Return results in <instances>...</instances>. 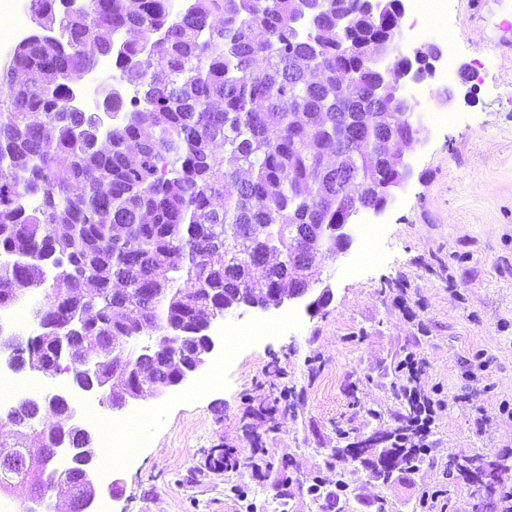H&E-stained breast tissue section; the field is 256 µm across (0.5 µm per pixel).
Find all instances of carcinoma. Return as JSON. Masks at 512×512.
Returning <instances> with one entry per match:
<instances>
[{
    "mask_svg": "<svg viewBox=\"0 0 512 512\" xmlns=\"http://www.w3.org/2000/svg\"><path fill=\"white\" fill-rule=\"evenodd\" d=\"M316 3V25L301 26L297 0H29L35 27L0 62V306L19 284L43 295L35 309L54 327L32 352L70 365L62 344L81 306L75 354L98 359L111 400L162 385L237 295L315 283L336 259L333 227L388 202L386 145L422 126L403 118L409 105L384 111L363 70L386 19L362 0ZM338 15L350 16L341 34ZM101 56L112 96L99 112L70 106L68 80ZM47 267L65 288L47 285ZM142 336L175 340L139 347ZM28 424L0 442V487L47 497L65 422L33 410ZM419 453L383 448L377 461ZM246 465L224 449L207 458L217 473ZM80 473L68 464L73 497Z\"/></svg>",
    "mask_w": 512,
    "mask_h": 512,
    "instance_id": "obj_1",
    "label": "carcinoma"
}]
</instances>
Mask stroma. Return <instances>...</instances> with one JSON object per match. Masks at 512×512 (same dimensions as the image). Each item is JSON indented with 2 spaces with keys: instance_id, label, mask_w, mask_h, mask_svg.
<instances>
[{
  "instance_id": "obj_1",
  "label": "stroma",
  "mask_w": 512,
  "mask_h": 512,
  "mask_svg": "<svg viewBox=\"0 0 512 512\" xmlns=\"http://www.w3.org/2000/svg\"><path fill=\"white\" fill-rule=\"evenodd\" d=\"M451 9L459 60L481 69L471 96L448 107L457 122L425 126L407 151L409 184L370 216L382 228L374 260L344 273L364 245L359 224H348L349 248L323 272L333 300L320 314L300 302L228 314L250 323L297 312L301 325L242 345L225 383L151 401L144 448L112 473L114 512H241L235 486L284 495L288 512H472L458 467L512 461V0ZM409 353L421 388L442 401L417 466L382 481L369 465L331 463L349 440L404 425L396 367ZM283 384L291 408L271 422L257 415ZM220 444L265 456L217 474L205 454Z\"/></svg>"
}]
</instances>
